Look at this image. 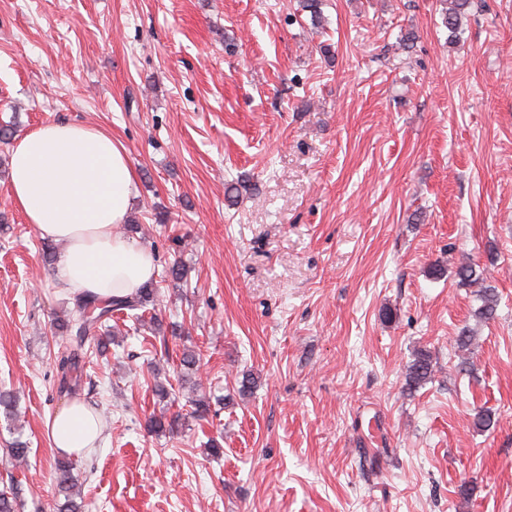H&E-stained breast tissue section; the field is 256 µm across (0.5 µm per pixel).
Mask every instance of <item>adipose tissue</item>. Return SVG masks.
Instances as JSON below:
<instances>
[{
    "instance_id": "1",
    "label": "adipose tissue",
    "mask_w": 512,
    "mask_h": 512,
    "mask_svg": "<svg viewBox=\"0 0 512 512\" xmlns=\"http://www.w3.org/2000/svg\"><path fill=\"white\" fill-rule=\"evenodd\" d=\"M135 191L125 147L91 125L49 122L12 151L11 200L42 238L64 242L56 278L73 295H128L153 277V252L119 231ZM46 432L59 453L76 456L99 441L101 428L90 405L72 401Z\"/></svg>"
}]
</instances>
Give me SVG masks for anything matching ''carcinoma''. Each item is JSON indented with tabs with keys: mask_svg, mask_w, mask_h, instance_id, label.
<instances>
[{
	"mask_svg": "<svg viewBox=\"0 0 512 512\" xmlns=\"http://www.w3.org/2000/svg\"><path fill=\"white\" fill-rule=\"evenodd\" d=\"M474 0H451V7L442 14V24L449 36L455 38L460 33L461 18L472 8ZM301 11L310 13L311 24L322 26V0H300ZM456 276L460 282L481 288L482 305L477 315L488 321L494 318L498 307L496 288L486 284L483 273L477 272V264L465 262L457 267ZM159 289L151 282L146 283L135 294L126 297L99 298L95 295L77 294L73 297V308L67 318L59 324L61 332L71 337V342L59 351L56 360L58 391L62 395L76 398L81 390V378L87 358L86 344L93 345L97 351H104L110 344L108 323L112 318L124 315L137 322L144 321L143 313L148 306L156 305ZM433 358L427 350H420L407 367L406 382L408 389L416 388L431 379ZM177 419L167 418L165 414L153 415L146 423L149 432L160 433L171 430ZM55 485L57 488L56 512H79L82 504L73 495L75 487L73 463L67 458H59L55 465Z\"/></svg>",
	"mask_w": 512,
	"mask_h": 512,
	"instance_id": "carcinoma-1",
	"label": "carcinoma"
}]
</instances>
